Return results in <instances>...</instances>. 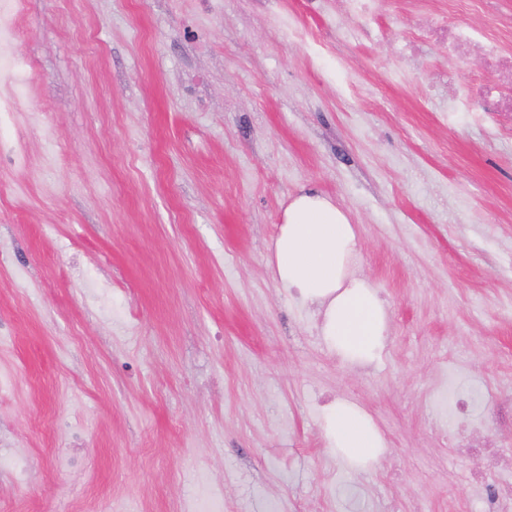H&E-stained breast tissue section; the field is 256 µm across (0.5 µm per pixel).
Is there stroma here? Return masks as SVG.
<instances>
[{
	"label": "stroma",
	"instance_id": "obj_1",
	"mask_svg": "<svg viewBox=\"0 0 512 512\" xmlns=\"http://www.w3.org/2000/svg\"><path fill=\"white\" fill-rule=\"evenodd\" d=\"M436 11L512 0H388L368 26L339 0H23L0 70L12 512H477L459 443L512 457V120L432 92L474 62L399 57ZM304 190L357 226L388 318L369 367L267 266ZM339 398L384 436L370 470L326 446Z\"/></svg>",
	"mask_w": 512,
	"mask_h": 512
}]
</instances>
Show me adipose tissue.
<instances>
[{
    "label": "adipose tissue",
    "mask_w": 512,
    "mask_h": 512,
    "mask_svg": "<svg viewBox=\"0 0 512 512\" xmlns=\"http://www.w3.org/2000/svg\"><path fill=\"white\" fill-rule=\"evenodd\" d=\"M357 228L343 209L319 193L303 192L288 204L270 247V266L281 288L318 306L321 334L344 364L364 367L384 350L387 314L366 278L353 271ZM327 447L355 471L376 465L386 442L372 417L357 403L339 399L322 414Z\"/></svg>",
    "instance_id": "obj_1"
}]
</instances>
